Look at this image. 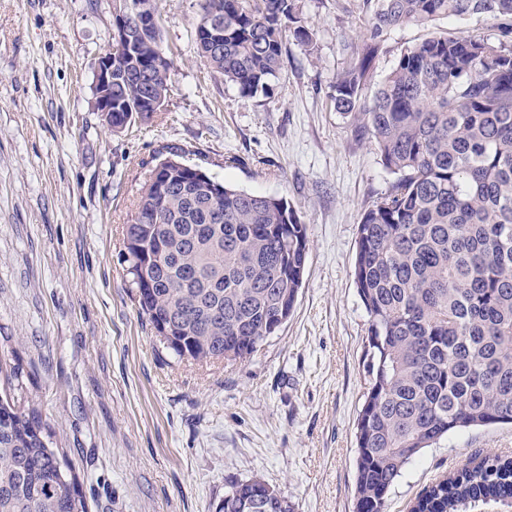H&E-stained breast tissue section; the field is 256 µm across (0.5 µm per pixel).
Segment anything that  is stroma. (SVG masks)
I'll list each match as a JSON object with an SVG mask.
<instances>
[{"instance_id": "35a3bbf8", "label": "stroma", "mask_w": 512, "mask_h": 512, "mask_svg": "<svg viewBox=\"0 0 512 512\" xmlns=\"http://www.w3.org/2000/svg\"><path fill=\"white\" fill-rule=\"evenodd\" d=\"M301 9L312 46L288 41L281 76L246 97L196 53L199 0H161L166 102L115 132L92 86L112 0H0V352L17 373L0 376V396L39 406L89 512H215L228 480L255 475L293 512H354L368 316L352 272L363 213L395 176L330 99L364 34L363 0ZM435 29L504 41L484 16L397 27L374 80ZM172 149L225 184L286 197L307 226L295 309L244 359L179 358L139 312L125 226ZM490 453L512 456L511 425L441 439L387 512Z\"/></svg>"}]
</instances>
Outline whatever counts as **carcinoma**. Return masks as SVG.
Returning <instances> with one entry per match:
<instances>
[{"instance_id": "carcinoma-1", "label": "carcinoma", "mask_w": 512, "mask_h": 512, "mask_svg": "<svg viewBox=\"0 0 512 512\" xmlns=\"http://www.w3.org/2000/svg\"><path fill=\"white\" fill-rule=\"evenodd\" d=\"M365 33L331 100L397 175L358 227L353 280L369 318V383L357 417L355 512H387L388 496L425 448L465 428L512 426V50L462 31L400 54L368 93L385 35L403 25L483 14L512 34V0H364ZM224 20L215 28L210 17ZM311 46L299 0H201L199 57L244 96L268 92L285 40ZM136 58L141 75L122 77ZM112 130L164 106L171 63L161 30L112 63ZM157 166L182 176L171 152ZM166 196L143 188L155 224L126 225L139 311L177 356L233 361L292 313L307 227L283 197L257 195L198 167ZM168 324L163 333L160 323ZM39 411L0 398V512H87ZM292 512L262 477L230 480L219 512ZM512 507V458L481 462L428 486L410 512Z\"/></svg>"}]
</instances>
